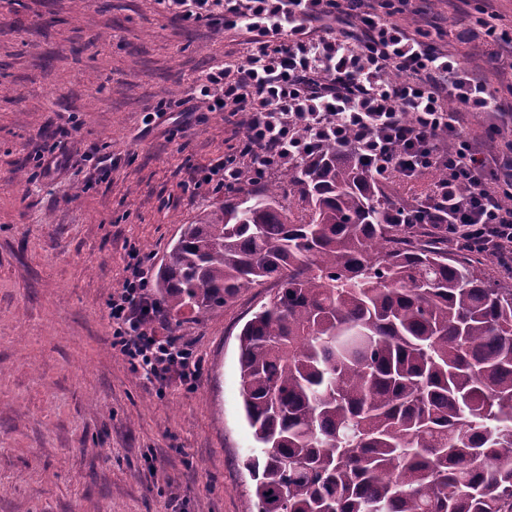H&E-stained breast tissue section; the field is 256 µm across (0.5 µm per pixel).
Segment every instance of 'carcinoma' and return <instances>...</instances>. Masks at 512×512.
Returning <instances> with one entry per match:
<instances>
[{
	"mask_svg": "<svg viewBox=\"0 0 512 512\" xmlns=\"http://www.w3.org/2000/svg\"><path fill=\"white\" fill-rule=\"evenodd\" d=\"M279 172L156 272L177 317L277 284L240 333L258 512H512V271L395 223L348 148Z\"/></svg>",
	"mask_w": 512,
	"mask_h": 512,
	"instance_id": "obj_1",
	"label": "carcinoma"
}]
</instances>
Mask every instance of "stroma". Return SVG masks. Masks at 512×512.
<instances>
[{
  "label": "stroma",
  "instance_id": "obj_1",
  "mask_svg": "<svg viewBox=\"0 0 512 512\" xmlns=\"http://www.w3.org/2000/svg\"><path fill=\"white\" fill-rule=\"evenodd\" d=\"M489 89L512 83L478 22L512 36V0H410ZM241 38L163 13L156 0H0V512H256V441L240 393L238 335L269 286L170 321L203 360L163 393L112 346L107 301L131 251L148 273L185 224L224 196L185 190L245 141L226 112L174 111L236 59ZM57 144L43 173L33 154Z\"/></svg>",
  "mask_w": 512,
  "mask_h": 512
}]
</instances>
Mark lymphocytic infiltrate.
I'll use <instances>...</instances> for the list:
<instances>
[{
    "instance_id": "lymphocytic-infiltrate-1",
    "label": "lymphocytic infiltrate",
    "mask_w": 512,
    "mask_h": 512,
    "mask_svg": "<svg viewBox=\"0 0 512 512\" xmlns=\"http://www.w3.org/2000/svg\"><path fill=\"white\" fill-rule=\"evenodd\" d=\"M163 12L244 35L234 63L208 72L190 94L209 112L238 115L245 144L202 169L194 187L220 193L242 176L350 147L384 181L433 180L422 221L512 269V113L494 108L488 86L422 27L398 20L407 0H157ZM493 112L477 136L468 112ZM146 259L131 253L108 300L112 345L134 373L162 386H192L203 362L172 335L149 289Z\"/></svg>"
}]
</instances>
